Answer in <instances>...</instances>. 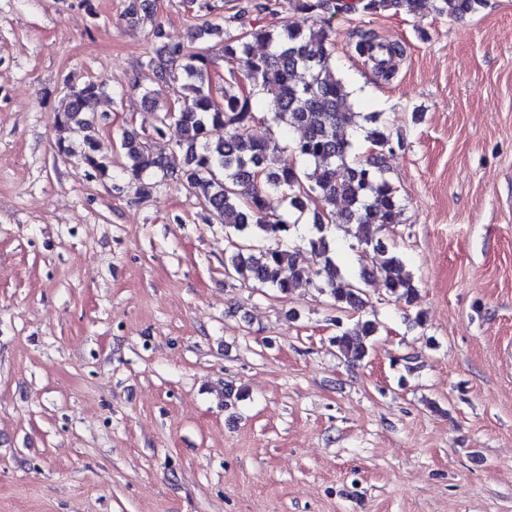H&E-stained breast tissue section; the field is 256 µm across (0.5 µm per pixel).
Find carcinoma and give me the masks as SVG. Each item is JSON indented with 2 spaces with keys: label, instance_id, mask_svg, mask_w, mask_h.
<instances>
[{
  "label": "carcinoma",
  "instance_id": "1",
  "mask_svg": "<svg viewBox=\"0 0 512 512\" xmlns=\"http://www.w3.org/2000/svg\"><path fill=\"white\" fill-rule=\"evenodd\" d=\"M297 9L318 14L360 11L378 14L389 10L418 14L426 9L439 16L461 19L476 12L483 0H289ZM211 25L197 29L196 39L222 34ZM225 34V33H223ZM155 48L148 61L157 84L167 86L185 77L182 88L189 91L181 106L157 105L153 92L145 99L154 113L153 131L162 135L174 124L181 130L177 143L180 162L174 156L156 155L142 142L134 128L123 132L120 147L123 172L142 182V190L155 187L145 179L187 184L213 218L224 225L229 243L224 258L227 275L255 282L288 294L320 278L338 311H359L364 306L362 289L341 275L331 256L325 230L330 224H347L361 244L373 247L379 256L376 270L386 291L397 302L413 303L416 286L401 257L378 238L380 231L398 223V189L385 177L386 155L393 152L392 140L375 116L366 130L371 149L354 153L348 138L350 128L360 127L350 92L330 65L329 35L324 29L246 28L225 34L224 55L240 61L239 70L224 80V95L217 99L210 88L206 49L186 53L165 41L162 27L153 31ZM266 46L261 55L251 53V44ZM360 58L373 64L379 77L388 81L395 71L394 59L404 53L397 42L385 41L373 30H361L351 46ZM104 91V85L88 81L72 90L63 111L56 114L60 125H73L83 132L82 161L101 176L108 165L96 154L92 135L95 122L83 118L88 103ZM263 95L273 119L301 131L291 143L295 157L307 164L279 163L283 147L275 140L253 138V99ZM299 211L314 205V233L307 248L291 249L288 240L295 225L271 206V197ZM289 271L283 275V271ZM332 338L336 350L353 362L368 356L369 342L378 323L358 319L352 328L336 322Z\"/></svg>",
  "mask_w": 512,
  "mask_h": 512
}]
</instances>
